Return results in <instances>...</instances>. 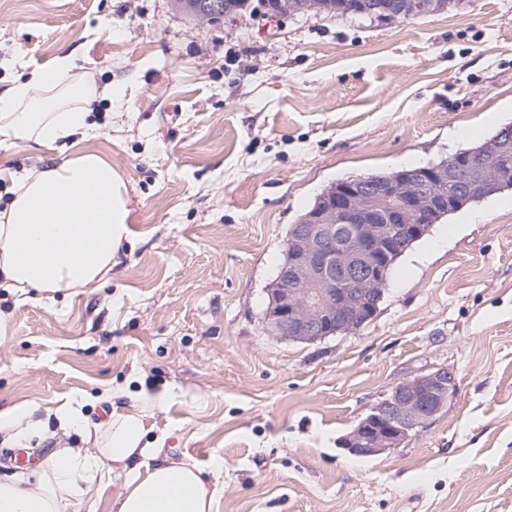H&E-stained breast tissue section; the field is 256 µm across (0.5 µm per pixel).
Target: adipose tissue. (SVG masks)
<instances>
[{
	"label": "adipose tissue",
	"mask_w": 512,
	"mask_h": 512,
	"mask_svg": "<svg viewBox=\"0 0 512 512\" xmlns=\"http://www.w3.org/2000/svg\"><path fill=\"white\" fill-rule=\"evenodd\" d=\"M102 96L119 103L124 90H98L77 74L69 54L0 94L1 137L65 155L18 177L0 209V282L15 294L99 287L128 238L131 209L121 174L105 155L75 148L100 135L91 105ZM160 405L143 397L139 414L113 417L93 447L61 449L31 474L1 480L0 512H71L78 500L98 512L99 488L119 471L124 481L112 512H214L215 493L200 468L143 446L141 416Z\"/></svg>",
	"instance_id": "ef3b65f1"
}]
</instances>
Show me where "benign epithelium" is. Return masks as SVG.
Listing matches in <instances>:
<instances>
[{
  "instance_id": "benign-epithelium-1",
  "label": "benign epithelium",
  "mask_w": 512,
  "mask_h": 512,
  "mask_svg": "<svg viewBox=\"0 0 512 512\" xmlns=\"http://www.w3.org/2000/svg\"><path fill=\"white\" fill-rule=\"evenodd\" d=\"M448 8V0H389L395 18L424 16ZM512 158V128L477 157L453 156L409 172V182L362 177L339 181V194L324 192L323 206L303 216L287 238L277 277L265 288L264 332L315 343L368 320L363 303L381 300L392 261H374L381 241L411 244L428 227L417 223L428 210L448 208L461 192L479 191L501 161ZM455 374L429 369L395 385L344 438L349 454L372 458L397 447L409 432L440 413L455 395Z\"/></svg>"
}]
</instances>
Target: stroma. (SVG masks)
Returning a JSON list of instances; mask_svg holds the SVG:
<instances>
[{
	"label": "stroma",
	"instance_id": "35a3bbf8",
	"mask_svg": "<svg viewBox=\"0 0 512 512\" xmlns=\"http://www.w3.org/2000/svg\"><path fill=\"white\" fill-rule=\"evenodd\" d=\"M72 54L99 87L130 236L107 283L42 298L0 288V477L82 448L141 397L144 440L201 468L216 512H512V191L433 225L360 330L315 343L261 324L291 224L332 182L448 159L512 122V0H451L386 22L272 13L218 21L174 0H0V91L18 62ZM52 152L0 143V208ZM458 392L395 448L341 446L369 408L431 368ZM80 412L63 429L60 410ZM32 414L31 409H11L0 414V429H16V435L18 439L22 436L26 430L34 426V423L30 421L29 417ZM26 421L25 425H23Z\"/></svg>",
	"mask_w": 512,
	"mask_h": 512
}]
</instances>
